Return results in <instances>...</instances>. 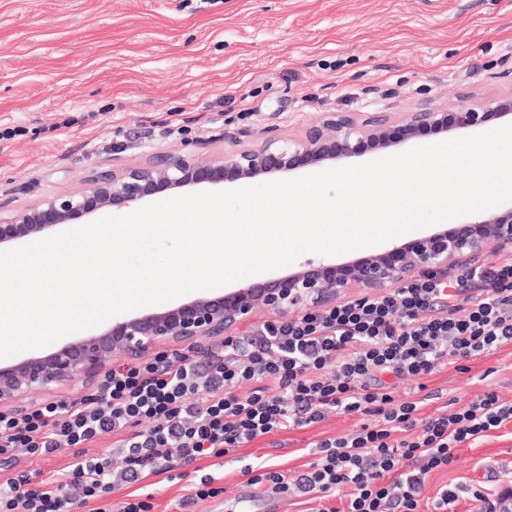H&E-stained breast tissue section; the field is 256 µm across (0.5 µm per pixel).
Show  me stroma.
<instances>
[{
	"instance_id": "obj_1",
	"label": "stroma",
	"mask_w": 512,
	"mask_h": 512,
	"mask_svg": "<svg viewBox=\"0 0 512 512\" xmlns=\"http://www.w3.org/2000/svg\"><path fill=\"white\" fill-rule=\"evenodd\" d=\"M512 93V0H0V199L20 209L84 189L156 154L188 157L288 140L328 112H386ZM11 136H4V129ZM395 396L422 399L420 420L487 391L512 401V345L417 380L386 375ZM361 415L329 411L317 427L241 445L224 456V492L197 512H245L257 488L245 465L308 471L319 434L344 436ZM113 438L42 458L0 459V480L109 457ZM176 467L152 512H180L212 473ZM460 490L455 512L512 490V424L459 448L424 496Z\"/></svg>"
}]
</instances>
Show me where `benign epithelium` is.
Instances as JSON below:
<instances>
[{
	"instance_id": "7a95c632",
	"label": "benign epithelium",
	"mask_w": 512,
	"mask_h": 512,
	"mask_svg": "<svg viewBox=\"0 0 512 512\" xmlns=\"http://www.w3.org/2000/svg\"><path fill=\"white\" fill-rule=\"evenodd\" d=\"M512 124V94L474 108L458 104L412 113L393 126L385 113L358 117L326 114L322 124L280 144L267 140L258 149L188 160L174 153L155 157L148 167L130 168L117 176L101 171L90 176L86 190L46 199L0 216V250L24 239L45 238L100 209L120 210L131 203L182 188L254 179L324 162L347 161L368 151L390 152L428 132L476 128L492 117ZM512 251V205L494 207L471 221L452 225L366 254L346 263L306 262L298 269L262 282H244L218 296L204 293L160 312L116 318L102 334L85 336L52 352H36L0 367V412L17 414L21 400L52 385L91 383L115 357L137 359L150 351L188 345L216 336L233 339L240 326L261 309L286 315L339 302L351 288L385 293L424 269H457L471 264L489 248Z\"/></svg>"
}]
</instances>
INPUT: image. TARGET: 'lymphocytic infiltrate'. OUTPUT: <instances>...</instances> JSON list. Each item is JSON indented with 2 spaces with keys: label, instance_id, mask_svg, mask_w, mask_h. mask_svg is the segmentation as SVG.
I'll list each match as a JSON object with an SVG mask.
<instances>
[{
  "label": "lymphocytic infiltrate",
  "instance_id": "lymphocytic-infiltrate-1",
  "mask_svg": "<svg viewBox=\"0 0 512 512\" xmlns=\"http://www.w3.org/2000/svg\"><path fill=\"white\" fill-rule=\"evenodd\" d=\"M508 343L512 256L453 277L430 269L382 295L264 323L256 339L227 342L205 364L188 353L174 363L163 353L116 363L95 395L0 413V456L46 457L109 433L122 468L80 456L37 491L30 474L19 473L0 482V512H81L120 486L173 471L175 460L219 459L258 437L316 424L330 409L366 421L351 436L316 441L310 472L292 479L270 470L250 484L310 496L315 512H341L326 502L344 487L342 512H450L453 488L423 505L426 476L453 463L458 448L512 423V402L490 391L421 425L418 401L396 399L383 376L424 379Z\"/></svg>",
  "mask_w": 512,
  "mask_h": 512
}]
</instances>
